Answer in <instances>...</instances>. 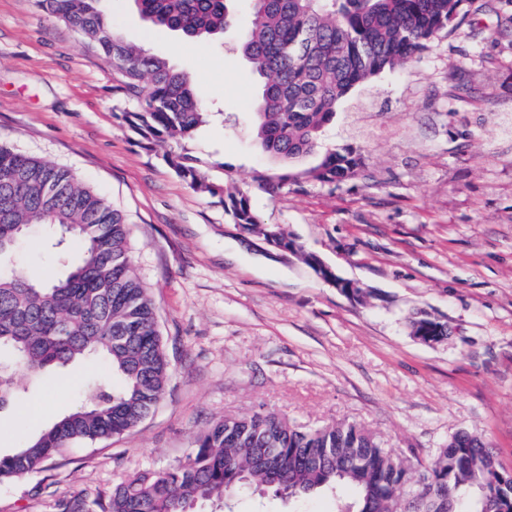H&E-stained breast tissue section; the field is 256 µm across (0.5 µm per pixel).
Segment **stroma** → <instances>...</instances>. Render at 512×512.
Masks as SVG:
<instances>
[{
  "mask_svg": "<svg viewBox=\"0 0 512 512\" xmlns=\"http://www.w3.org/2000/svg\"><path fill=\"white\" fill-rule=\"evenodd\" d=\"M473 24L438 37L402 76L386 73L339 103L322 147H349L365 177L255 192L278 250L229 222L136 144L112 67L36 0H0V142L70 170L119 211L156 306L168 392L137 428L0 483V512H56L187 461L227 414L273 412L320 429L353 422L426 461L450 435H481L512 468V0H473ZM128 42L148 45L208 89L217 116L187 143L209 174L249 186L271 167L251 138L260 80L235 45L200 46L143 21L133 0H101ZM313 253L359 298L301 260ZM425 314L448 334L429 344ZM87 377L49 375L20 412L0 415V451L73 403ZM352 495L293 502L242 493L234 512H343Z\"/></svg>",
  "mask_w": 512,
  "mask_h": 512,
  "instance_id": "obj_1",
  "label": "stroma"
}]
</instances>
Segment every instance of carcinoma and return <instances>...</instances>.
Masks as SVG:
<instances>
[{
  "label": "carcinoma",
  "mask_w": 512,
  "mask_h": 512,
  "mask_svg": "<svg viewBox=\"0 0 512 512\" xmlns=\"http://www.w3.org/2000/svg\"><path fill=\"white\" fill-rule=\"evenodd\" d=\"M100 0H38L48 16L77 30L114 71V92L131 104L122 119L138 145L161 151L195 193L215 199L243 231L284 245L251 201L303 183L334 185L362 176L349 148L321 151L336 105L383 73L409 69L428 44L465 21L470 0H251L240 50L263 83L255 138L277 170L254 172L251 186L229 189L185 152L213 117L188 76L168 59L130 44ZM152 26L207 41L233 20L227 0H134ZM318 160L297 166L310 156ZM81 246L80 263L47 280L20 272L18 242L35 229ZM124 218L67 169L0 143V412L17 409L41 378L80 362L105 371L86 382L78 403L39 434L0 452V482L37 472L63 451L139 426L164 397L170 366L148 288L135 269ZM350 488L346 512H512V471L484 441L452 434L430 459L413 463L355 423L306 430L275 413L226 415L198 438L184 464L133 476L59 512H190L250 490L293 499Z\"/></svg>",
  "instance_id": "1"
}]
</instances>
